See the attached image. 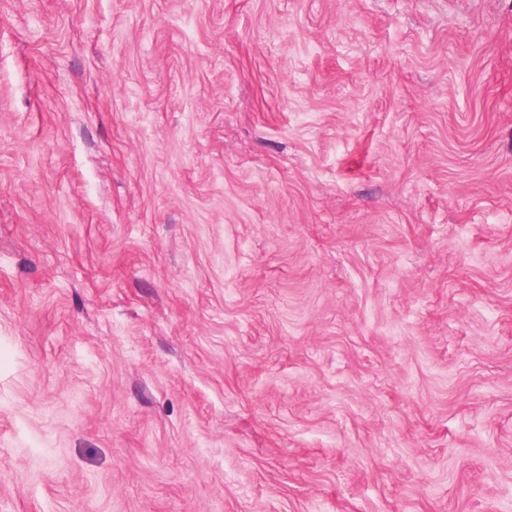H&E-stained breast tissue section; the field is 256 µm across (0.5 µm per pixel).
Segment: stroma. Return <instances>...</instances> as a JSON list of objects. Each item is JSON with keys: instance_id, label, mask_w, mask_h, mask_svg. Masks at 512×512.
<instances>
[{"instance_id": "35a3bbf8", "label": "stroma", "mask_w": 512, "mask_h": 512, "mask_svg": "<svg viewBox=\"0 0 512 512\" xmlns=\"http://www.w3.org/2000/svg\"><path fill=\"white\" fill-rule=\"evenodd\" d=\"M0 512H512V0H0Z\"/></svg>"}]
</instances>
